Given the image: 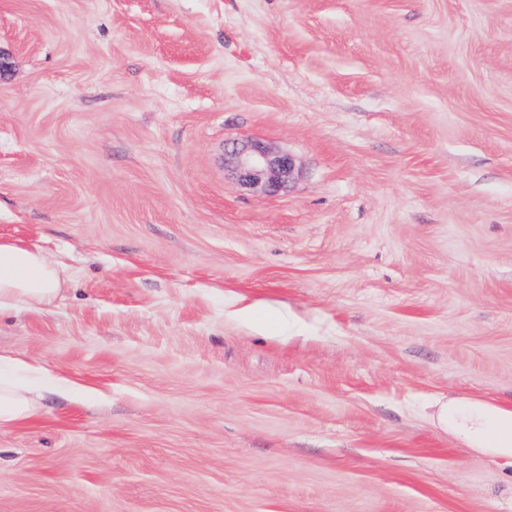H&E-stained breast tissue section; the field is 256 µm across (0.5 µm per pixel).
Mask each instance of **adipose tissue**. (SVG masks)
<instances>
[{
  "label": "adipose tissue",
  "mask_w": 512,
  "mask_h": 512,
  "mask_svg": "<svg viewBox=\"0 0 512 512\" xmlns=\"http://www.w3.org/2000/svg\"><path fill=\"white\" fill-rule=\"evenodd\" d=\"M63 283L61 269L39 251L0 241V307L51 303ZM53 379L20 360L0 355V428L38 411ZM437 420L456 438L494 457L512 459V407L472 398H452Z\"/></svg>",
  "instance_id": "ef3b65f1"
}]
</instances>
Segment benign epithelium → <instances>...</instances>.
I'll list each match as a JSON object with an SVG mask.
<instances>
[{
	"label": "benign epithelium",
	"mask_w": 512,
	"mask_h": 512,
	"mask_svg": "<svg viewBox=\"0 0 512 512\" xmlns=\"http://www.w3.org/2000/svg\"><path fill=\"white\" fill-rule=\"evenodd\" d=\"M225 156L240 182L267 196L286 190L297 172L292 155L275 152L256 140L228 142Z\"/></svg>",
	"instance_id": "obj_1"
}]
</instances>
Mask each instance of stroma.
<instances>
[{
  "mask_svg": "<svg viewBox=\"0 0 512 512\" xmlns=\"http://www.w3.org/2000/svg\"><path fill=\"white\" fill-rule=\"evenodd\" d=\"M0 308L57 378L0 512H512V0H0ZM291 154L241 186L226 142ZM63 281L61 269L39 251L0 241V307L49 304ZM439 425L471 448L512 459V407L452 398L438 412Z\"/></svg>",
  "mask_w": 512,
  "mask_h": 512,
  "instance_id": "35a3bbf8",
  "label": "stroma"
}]
</instances>
